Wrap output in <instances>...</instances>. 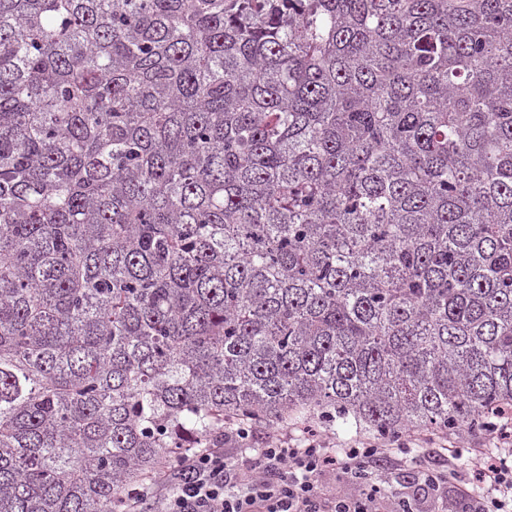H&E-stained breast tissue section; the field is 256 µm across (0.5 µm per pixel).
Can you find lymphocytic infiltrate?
<instances>
[{
	"label": "lymphocytic infiltrate",
	"mask_w": 512,
	"mask_h": 512,
	"mask_svg": "<svg viewBox=\"0 0 512 512\" xmlns=\"http://www.w3.org/2000/svg\"><path fill=\"white\" fill-rule=\"evenodd\" d=\"M303 434L304 445L286 439L245 459L221 448L185 452L135 488L123 512H408L407 498L389 503L372 481L370 464L387 441L362 440L336 454L315 429ZM494 437L495 447L474 449L454 512H512V416H502ZM335 473L350 491L328 492L325 478Z\"/></svg>",
	"instance_id": "f902f5d3"
}]
</instances>
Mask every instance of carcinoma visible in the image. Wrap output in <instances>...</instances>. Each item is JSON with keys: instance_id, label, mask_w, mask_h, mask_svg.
<instances>
[{"instance_id": "1", "label": "carcinoma", "mask_w": 512, "mask_h": 512, "mask_svg": "<svg viewBox=\"0 0 512 512\" xmlns=\"http://www.w3.org/2000/svg\"><path fill=\"white\" fill-rule=\"evenodd\" d=\"M511 410L512 0H0V512Z\"/></svg>"}]
</instances>
